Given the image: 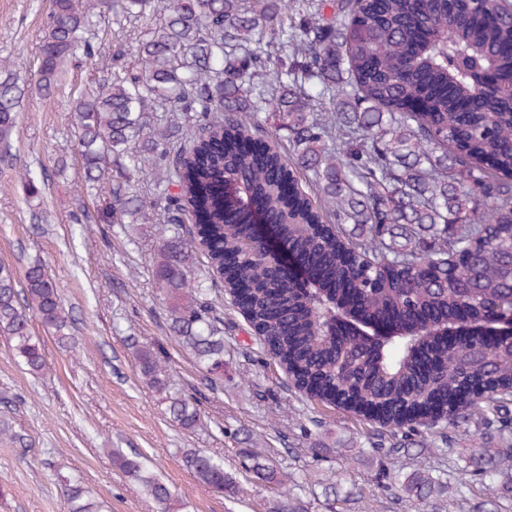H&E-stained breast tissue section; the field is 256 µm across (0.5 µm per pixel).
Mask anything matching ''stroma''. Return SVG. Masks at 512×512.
I'll list each match as a JSON object with an SVG mask.
<instances>
[{
	"label": "stroma",
	"instance_id": "obj_1",
	"mask_svg": "<svg viewBox=\"0 0 512 512\" xmlns=\"http://www.w3.org/2000/svg\"><path fill=\"white\" fill-rule=\"evenodd\" d=\"M52 0H0V80L13 77L27 93L13 144L0 155V263L23 276L41 259L71 317V337L59 342L39 321L31 331L45 345L46 366L32 374L0 335V512H64L66 490L78 483L103 512H272L287 493L310 500L317 480L335 484L310 512H421L392 506L380 488L384 472L408 475L420 463L440 472L476 468V448H500L497 427L470 421L440 450L435 430L394 463L379 460L377 423L307 401L273 360L258 355V338L225 292L224 388H205L193 356L170 328L165 303L152 287L153 249L160 224H142L134 239L119 225L97 222L100 201L82 190L72 102L101 79L96 62L79 59L61 75L52 98L35 88L37 52ZM137 21L104 12L98 42L128 70L138 67ZM30 169L43 180L28 196L19 179ZM154 344L171 389L197 403L202 422L187 431L173 422L163 396L144 385L129 337ZM223 458L235 488L200 484L182 462L185 449ZM138 459L162 480L171 506L149 497L116 467L112 451ZM261 452L275 465L274 481L259 480L245 455Z\"/></svg>",
	"mask_w": 512,
	"mask_h": 512
}]
</instances>
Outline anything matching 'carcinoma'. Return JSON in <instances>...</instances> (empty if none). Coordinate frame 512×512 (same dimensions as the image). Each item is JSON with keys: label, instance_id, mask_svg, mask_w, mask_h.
I'll return each mask as SVG.
<instances>
[{"label": "carcinoma", "instance_id": "1", "mask_svg": "<svg viewBox=\"0 0 512 512\" xmlns=\"http://www.w3.org/2000/svg\"><path fill=\"white\" fill-rule=\"evenodd\" d=\"M117 4L145 19L136 41L141 68L117 74L93 42L96 11ZM97 59L112 75L73 102L85 185L104 198L97 221L148 224L164 216L154 252L156 294L171 329L191 351L213 391L223 386L224 318L206 282L249 288L240 305L263 331V351L307 400L336 404L389 429L376 449L399 455L393 438L412 436L408 418L381 406L414 394L411 415L437 416L441 437L461 422H500L512 402V339L483 338L450 352V321L478 324L493 306L512 307V0H52L38 48L45 97L68 62ZM496 85L475 104L480 69ZM22 91L0 82V149L10 150ZM183 112L200 128L193 144L172 145L173 127L156 109ZM288 142V158L269 133ZM163 170L148 201L135 181ZM308 175L316 196L295 174ZM244 183V202L224 206V176ZM280 225L279 237L313 273L309 288L288 281L250 238L252 213ZM206 265H196V253ZM352 303L380 321L397 318L407 338L387 339L373 358L360 345L336 346V309ZM37 317L59 339L70 330L60 291L40 261L23 280L0 264V335L33 374L45 349L31 332ZM439 373L424 377L414 359ZM142 383L165 394L178 424L200 412L169 390L149 344L134 350ZM183 463L209 487L233 489L224 462L197 449ZM248 469L274 478L272 461L247 455ZM115 461L157 502L168 487L140 461ZM494 483L489 471L462 472L456 485ZM442 486L416 472L402 488L423 504ZM80 484L65 512H99Z\"/></svg>", "mask_w": 512, "mask_h": 512}]
</instances>
